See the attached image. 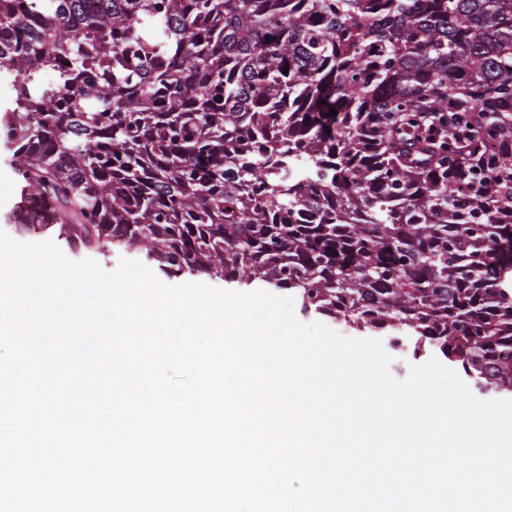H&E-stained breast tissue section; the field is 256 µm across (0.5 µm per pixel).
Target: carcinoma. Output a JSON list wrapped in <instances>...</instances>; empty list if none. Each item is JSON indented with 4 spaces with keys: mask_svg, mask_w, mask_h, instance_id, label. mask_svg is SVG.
Segmentation results:
<instances>
[{
    "mask_svg": "<svg viewBox=\"0 0 512 512\" xmlns=\"http://www.w3.org/2000/svg\"><path fill=\"white\" fill-rule=\"evenodd\" d=\"M0 79L48 204L16 232L404 326L512 392V0H0ZM450 112L463 147L427 139Z\"/></svg>",
    "mask_w": 512,
    "mask_h": 512,
    "instance_id": "cac0c4a2",
    "label": "carcinoma"
}]
</instances>
